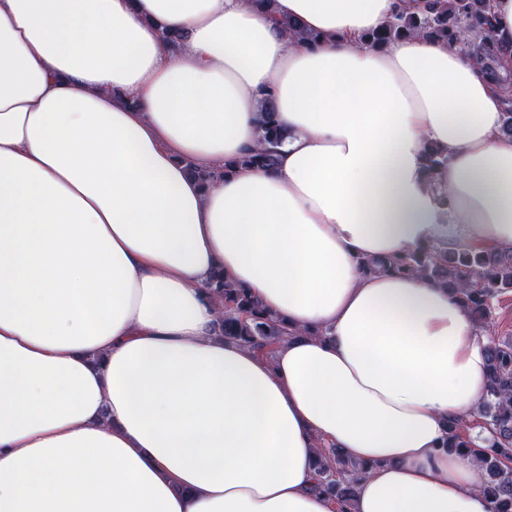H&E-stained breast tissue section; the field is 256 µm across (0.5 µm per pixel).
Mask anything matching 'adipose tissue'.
<instances>
[{"instance_id": "obj_1", "label": "adipose tissue", "mask_w": 512, "mask_h": 512, "mask_svg": "<svg viewBox=\"0 0 512 512\" xmlns=\"http://www.w3.org/2000/svg\"><path fill=\"white\" fill-rule=\"evenodd\" d=\"M417 5L0 0V512H490L443 446L486 337L360 267L512 249L503 89L459 46L367 41ZM268 107L275 166L224 174ZM217 270L286 319L270 353L219 336ZM329 448L369 468L346 511Z\"/></svg>"}]
</instances>
